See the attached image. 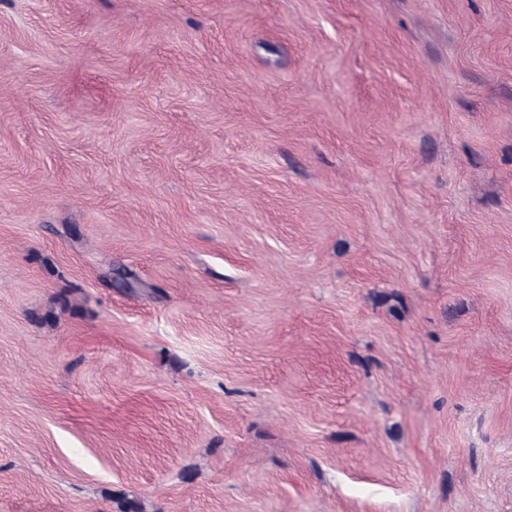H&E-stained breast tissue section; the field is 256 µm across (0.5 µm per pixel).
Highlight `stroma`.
<instances>
[{
    "mask_svg": "<svg viewBox=\"0 0 512 512\" xmlns=\"http://www.w3.org/2000/svg\"><path fill=\"white\" fill-rule=\"evenodd\" d=\"M512 512V0H0V512Z\"/></svg>",
    "mask_w": 512,
    "mask_h": 512,
    "instance_id": "obj_1",
    "label": "stroma"
}]
</instances>
